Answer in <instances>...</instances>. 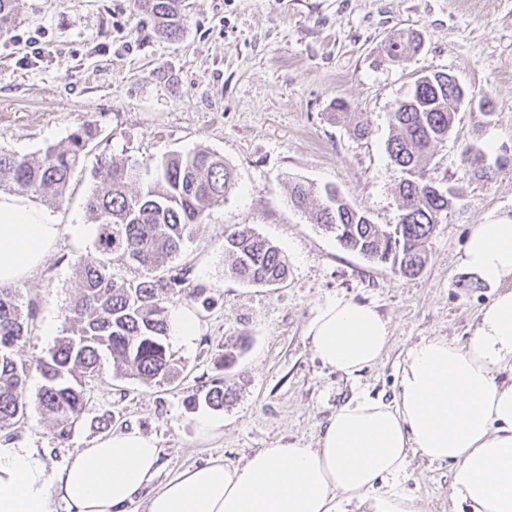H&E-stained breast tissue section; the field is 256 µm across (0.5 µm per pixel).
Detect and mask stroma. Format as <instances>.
I'll return each mask as SVG.
<instances>
[{
    "mask_svg": "<svg viewBox=\"0 0 512 512\" xmlns=\"http://www.w3.org/2000/svg\"><path fill=\"white\" fill-rule=\"evenodd\" d=\"M407 27L421 33V49L388 63L386 37ZM428 71L490 90L493 110L464 105L427 163L428 176L457 199L429 240L424 271L404 278L343 248L292 206L290 190L297 182L317 194L333 186L374 223H397L389 114ZM339 99L348 115L335 123L328 114ZM361 116L371 128L364 138L352 133ZM88 123L99 127L95 154L146 161L206 148L238 185L171 262L214 299L207 308L178 303L198 329L191 342L170 343L175 381L150 386L103 360L82 379L87 409L64 440L37 401L42 379L31 373L26 415L0 437L44 449L48 468L103 437L106 413L113 429L155 437L163 481L215 457L238 465L262 448L317 447L352 397L393 401L409 348L433 337L466 345L499 291L462 255L474 225L512 216V165L497 166L512 158V0H183L175 40L135 0H17L16 18L0 34V147L36 154ZM474 156L492 168L491 179L478 177ZM94 186L86 169L74 173L64 201L36 200L57 223L86 232L63 235L43 267L18 283L21 302L36 310L34 331L15 347L19 360L46 355L65 333L62 313L78 293L74 268L97 235L85 209ZM244 226L286 256L283 283L251 286L229 274L224 230ZM333 298L372 305L389 324L382 358L354 377L323 366L305 335L316 307ZM240 335L247 343L235 363L220 365ZM218 378L236 394L212 409L204 397ZM208 410L224 429L204 440L195 416ZM391 489L411 512H467L452 496L450 466L418 454Z\"/></svg>",
    "mask_w": 512,
    "mask_h": 512,
    "instance_id": "obj_1",
    "label": "stroma"
}]
</instances>
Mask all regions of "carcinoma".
I'll return each mask as SVG.
<instances>
[{
	"mask_svg": "<svg viewBox=\"0 0 512 512\" xmlns=\"http://www.w3.org/2000/svg\"><path fill=\"white\" fill-rule=\"evenodd\" d=\"M140 2L154 16L159 32L169 38L179 35L182 0ZM420 44L417 33L398 30L387 36L383 51L389 60L401 59ZM464 96L473 94L460 91L447 73L431 72L417 78L390 113L386 150L403 174L398 223H374L334 187L325 188L321 202L311 207L312 190L296 183L292 204L345 249L388 264L402 277L422 273L434 227L455 199L449 188L443 195L428 190L432 179L424 163L447 140ZM98 135V127L89 123L70 133L66 145H51L39 154L19 156L0 149V190L63 200ZM92 176L99 187L87 197L86 209L97 224V236L93 254L75 269L79 293L64 314L71 334L60 337L33 365L18 360L15 346L32 334L36 311L22 307L17 289L0 288V428L24 417L33 369L43 380L37 401L54 415L63 439L87 405L77 373L98 371L103 358L112 359L115 370L129 369L147 384L173 379L177 368L167 343L171 305L183 298L200 299L207 306L213 302L204 296L205 289L189 287L185 273L168 274L166 267L205 223L209 211L235 190L233 171L223 157L206 149L150 162L101 155ZM224 254L231 275L248 284L276 286L288 273L280 249L250 230L224 233ZM116 265L134 266L141 277L118 283L112 272ZM232 394L233 389L218 381L205 401L222 406Z\"/></svg>",
	"mask_w": 512,
	"mask_h": 512,
	"instance_id": "cac0c4a2",
	"label": "carcinoma"
}]
</instances>
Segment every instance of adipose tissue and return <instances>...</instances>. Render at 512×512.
Here are the masks:
<instances>
[{
	"label": "adipose tissue",
	"instance_id": "1",
	"mask_svg": "<svg viewBox=\"0 0 512 512\" xmlns=\"http://www.w3.org/2000/svg\"><path fill=\"white\" fill-rule=\"evenodd\" d=\"M68 227L27 198L0 194V286L41 268ZM463 265L489 284L512 278V217L474 225ZM306 335L317 359L353 376L373 365L389 339L370 306L332 299L317 307ZM512 290L485 306L465 346L432 338L404 358L400 392L389 405L357 396L326 424L318 447L262 448L243 464L213 459L158 482L156 439L116 430L56 468L44 452L0 439V512H129L148 491L144 512H336L393 481L411 453L453 466L456 498L470 512H512Z\"/></svg>",
	"mask_w": 512,
	"mask_h": 512
}]
</instances>
